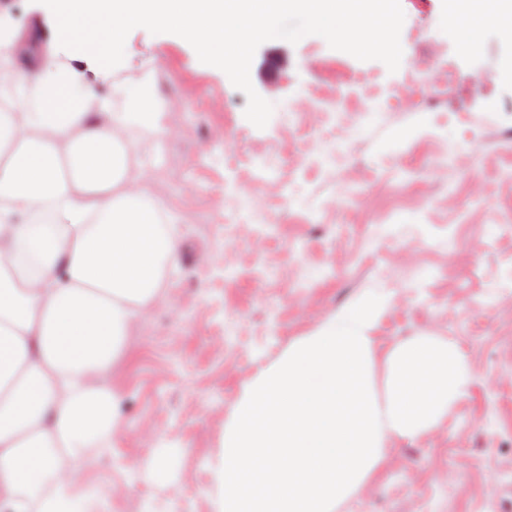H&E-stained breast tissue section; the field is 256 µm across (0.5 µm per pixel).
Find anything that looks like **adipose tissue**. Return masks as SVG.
Wrapping results in <instances>:
<instances>
[{
  "mask_svg": "<svg viewBox=\"0 0 512 512\" xmlns=\"http://www.w3.org/2000/svg\"><path fill=\"white\" fill-rule=\"evenodd\" d=\"M291 11L373 50L392 21L387 0H57L51 36L82 45L73 60L52 44L19 59L0 41V512H79L77 472L124 422L112 365L181 250L177 216L131 161L170 103L131 94L109 57L131 26L171 27L246 80L251 42ZM449 14L463 37L490 21L512 40V0L488 17L454 0Z\"/></svg>",
  "mask_w": 512,
  "mask_h": 512,
  "instance_id": "adipose-tissue-1",
  "label": "adipose tissue"
}]
</instances>
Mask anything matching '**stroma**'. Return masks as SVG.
<instances>
[{"mask_svg": "<svg viewBox=\"0 0 512 512\" xmlns=\"http://www.w3.org/2000/svg\"><path fill=\"white\" fill-rule=\"evenodd\" d=\"M54 21L53 0H0L14 29ZM392 28L391 57L290 13L252 45L246 81L175 30H128L115 79L157 72L178 103L153 190L185 246L112 367L125 424L79 475L117 512H217L224 434L258 373L371 294L388 301L377 363L407 337L441 336L474 380L438 427L390 437L335 512H512V41L488 25L464 47L448 0H395ZM337 68L352 79L332 94L324 77ZM475 69L484 97L449 101L448 81ZM259 156L276 182L258 178ZM244 196L268 222L225 223ZM159 448L172 451L162 481L141 470Z\"/></svg>", "mask_w": 512, "mask_h": 512, "instance_id": "stroma-1", "label": "stroma"}]
</instances>
